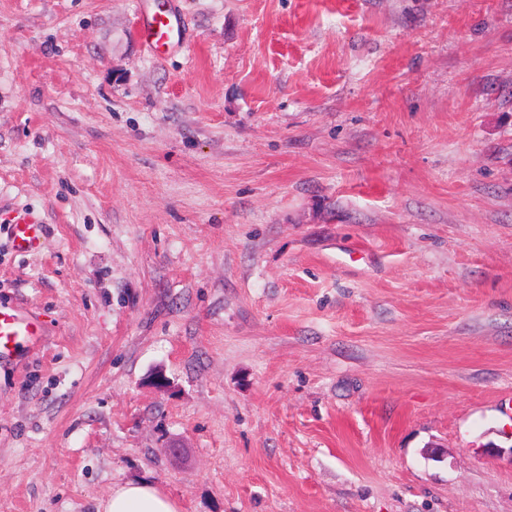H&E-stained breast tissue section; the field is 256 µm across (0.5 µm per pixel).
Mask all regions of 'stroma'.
<instances>
[{
  "mask_svg": "<svg viewBox=\"0 0 512 512\" xmlns=\"http://www.w3.org/2000/svg\"><path fill=\"white\" fill-rule=\"evenodd\" d=\"M169 4L0 0V512H512V0ZM140 36L156 52L169 50L174 41V29L169 11L154 10L147 23L140 26ZM13 247L20 252L37 251L45 237L44 226L31 219L27 214L20 213L14 220L11 231ZM44 336L46 330L35 316L18 308L0 307V361L22 358ZM97 512H181L179 503L148 483H126L98 504Z\"/></svg>",
  "mask_w": 512,
  "mask_h": 512,
  "instance_id": "35a3bbf8",
  "label": "stroma"
}]
</instances>
